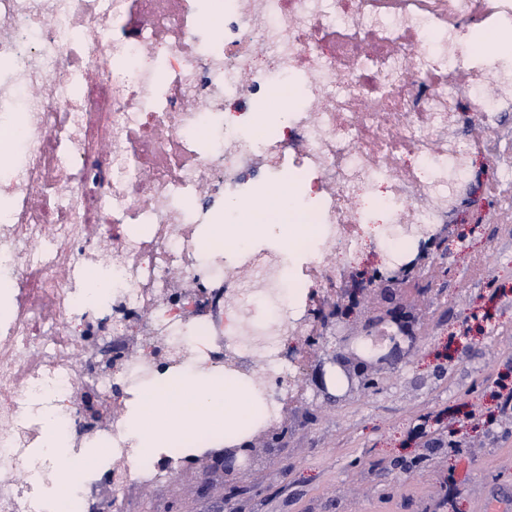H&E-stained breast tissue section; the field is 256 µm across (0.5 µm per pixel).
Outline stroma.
I'll use <instances>...</instances> for the list:
<instances>
[{
  "instance_id": "35a3bbf8",
  "label": "stroma",
  "mask_w": 512,
  "mask_h": 512,
  "mask_svg": "<svg viewBox=\"0 0 512 512\" xmlns=\"http://www.w3.org/2000/svg\"><path fill=\"white\" fill-rule=\"evenodd\" d=\"M473 212L480 229L423 272L437 295L416 352L375 391L333 402L298 387L281 406L287 442L260 450L245 512H484L512 494V410L497 398L512 389V183ZM175 497L187 512L223 507L188 475L133 492L127 512Z\"/></svg>"
}]
</instances>
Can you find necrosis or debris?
<instances>
[{"instance_id":"necrosis-or-debris-1","label":"necrosis or debris","mask_w":512,"mask_h":512,"mask_svg":"<svg viewBox=\"0 0 512 512\" xmlns=\"http://www.w3.org/2000/svg\"><path fill=\"white\" fill-rule=\"evenodd\" d=\"M148 24L126 29L132 3ZM0 0V512H50L45 487L69 488L81 512H119L134 486L169 477L190 450L131 468L120 422L91 425L85 386L102 397L200 363L224 364L232 342L258 379L295 378L285 337L302 336L315 288L342 280L379 196L388 216L380 262L414 250L409 228L448 221L486 142L457 137L448 116L494 128L512 113V68L474 53V33L512 36V0H224L202 23L197 0ZM290 84L275 136L241 121L247 102ZM288 170L312 188L299 255L231 237L204 259L198 228L232 223L228 203L260 210L239 173ZM111 269L105 302H87L89 267ZM205 297L172 288L173 274ZM195 310L184 321L186 310ZM148 321L151 358L75 362L86 343L116 351ZM55 414L66 460L37 455ZM106 447L99 472L83 450Z\"/></svg>"}]
</instances>
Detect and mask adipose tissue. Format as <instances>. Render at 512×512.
I'll use <instances>...</instances> for the list:
<instances>
[{
    "label": "adipose tissue",
    "instance_id": "ef3b65f1",
    "mask_svg": "<svg viewBox=\"0 0 512 512\" xmlns=\"http://www.w3.org/2000/svg\"><path fill=\"white\" fill-rule=\"evenodd\" d=\"M288 211L282 204L265 210L251 227L253 235L272 234L283 245L311 242L314 225L290 223ZM124 404V434L138 466L168 448L197 447L223 421L245 422L259 411L248 384L202 368L144 383Z\"/></svg>",
    "mask_w": 512,
    "mask_h": 512
}]
</instances>
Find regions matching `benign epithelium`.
<instances>
[{
	"instance_id": "benign-epithelium-1",
	"label": "benign epithelium",
	"mask_w": 512,
	"mask_h": 512,
	"mask_svg": "<svg viewBox=\"0 0 512 512\" xmlns=\"http://www.w3.org/2000/svg\"><path fill=\"white\" fill-rule=\"evenodd\" d=\"M478 188L476 179H470L461 203L448 212V223L437 230L419 231L411 260L396 267L375 269L362 278L350 275L345 287L336 289L334 294L311 297V307L304 318L310 325L305 345L317 346L331 335L339 348L327 360L299 358L300 373L316 392L328 400L336 399L329 392L334 382L347 396L358 389L367 390L383 375L397 371L414 354L421 325L417 305L433 292L429 284L419 282L418 275L433 255L447 253L454 242L465 236L468 225L459 222L458 214L470 212L472 196ZM286 433L283 424L271 426L256 436L207 450L183 473L195 474L204 494L219 485L236 495L253 471L258 438H265L267 447L272 448L284 440Z\"/></svg>"
}]
</instances>
